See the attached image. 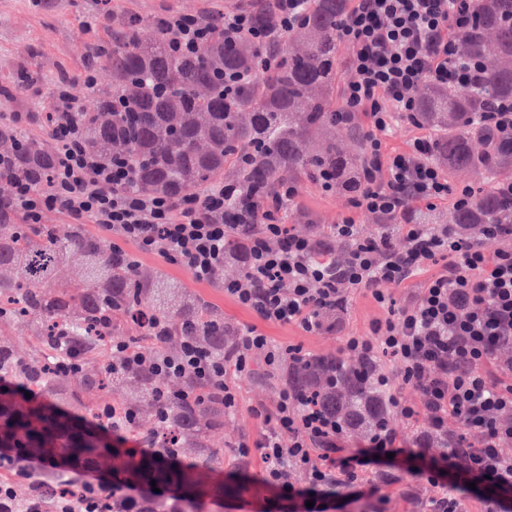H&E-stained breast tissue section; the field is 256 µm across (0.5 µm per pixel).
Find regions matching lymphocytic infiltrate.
Wrapping results in <instances>:
<instances>
[{
  "instance_id": "lymphocytic-infiltrate-1",
  "label": "lymphocytic infiltrate",
  "mask_w": 512,
  "mask_h": 512,
  "mask_svg": "<svg viewBox=\"0 0 512 512\" xmlns=\"http://www.w3.org/2000/svg\"><path fill=\"white\" fill-rule=\"evenodd\" d=\"M308 2L251 0L250 8L217 16L172 13L161 18L159 30L186 53L218 31L228 41L245 38L264 48L267 65L273 60L269 48L300 24ZM476 4L354 0L339 20L336 40L349 51L343 101L348 114L361 112L369 119L356 191L347 200V215L330 227L331 237L344 243L343 252L281 224L284 203L297 195L289 182L261 198L243 193L232 210L225 208L220 188L201 199L189 194L178 201L125 190L128 167L120 159L102 164L83 147L71 109L52 113L58 155L48 187L38 191L28 180L12 181L9 204L27 223H39L53 210L77 222L92 221L140 252L185 268L199 282L212 281L223 267L224 242L229 231H237L246 242L249 265L240 278L225 282L224 293L268 324L316 331L328 313L344 308L348 290H367L388 315L373 323L370 335L349 337L345 348L361 359L372 361L380 353L393 359L416 393L410 403L390 394L394 414L407 421L427 416L435 432L452 415L482 437L474 453L462 452L460 441L452 438L445 452L433 456L419 439H408L386 421L367 445L350 448L345 428L311 393L283 388L274 412L265 417L268 433L255 445L241 444L240 452L259 456L263 485L288 512H330L339 486L383 512L390 501L382 492L384 466L406 470L435 488L424 512H461L458 496L472 483L484 492L485 512H512V455L503 452L512 444V383L492 380L486 369L499 346L512 345V224L486 225L485 240L501 244L492 252L444 224H399V217L418 204L429 210L449 199L468 205L474 190L464 182L449 186L427 159L428 139H416L402 152L383 147L394 117L411 119L424 83L470 91L484 86L485 64L455 61L452 39L468 27ZM261 11L270 17L264 26L256 22ZM356 211L398 223L403 247H394L385 233L361 236L352 218ZM439 257L447 260L444 268L425 280L408 305L395 307L389 286L421 275ZM114 349L124 366L146 363L160 375L194 376L203 387L220 390L228 409L235 406L236 394L226 379L249 375L252 354H264L274 368L304 356L301 347L274 344L254 328L221 358L193 341L183 342L174 356H149L128 342ZM49 465L38 456L0 450V469L11 474L0 481V512H112V486L92 480L89 466L80 480L68 470L58 472L62 485L79 486L78 494L67 491L49 506L35 495L18 500L16 480H33L36 470ZM293 470L306 474L304 486L290 482Z\"/></svg>"
}]
</instances>
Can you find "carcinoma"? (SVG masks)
I'll use <instances>...</instances> for the list:
<instances>
[{
    "label": "carcinoma",
    "mask_w": 512,
    "mask_h": 512,
    "mask_svg": "<svg viewBox=\"0 0 512 512\" xmlns=\"http://www.w3.org/2000/svg\"><path fill=\"white\" fill-rule=\"evenodd\" d=\"M347 9L348 0H311L299 28L284 37L278 61L261 74V50L247 40L228 43L222 33L189 54L173 52L158 30L95 50L87 66L109 69L112 84L96 81L86 90L77 113L85 148L104 162L123 159L131 170L126 189L174 200L231 183L274 191L288 178L320 183L326 175L346 191L360 160L355 117L345 113L335 89L336 24ZM454 47L457 57L487 65L486 84L468 92L426 83L416 116L434 133L432 164L450 178L479 176L473 203L448 211V223L478 239L486 224L512 223V201L496 186L512 171V137L485 116L489 100L512 98V0H478L472 24L454 35ZM226 75L238 79L230 100ZM30 82L19 68L0 85V98L14 100ZM55 146L50 128L26 138L0 124V157L19 160L0 179L20 176L43 189ZM225 261L247 268L236 233L225 242ZM70 262L79 266L76 279L62 275ZM129 263L130 255L112 253L84 224L62 237L46 224L28 228L0 200V323L29 328L40 346V355L25 359L10 343L0 344V378L35 393L0 392V448L91 464L106 470L117 490L137 484L175 491L143 501L144 512H199L202 495L223 493L206 483L220 457L209 434L224 426L223 395L206 389L197 396L199 385L189 374L173 380L146 367L112 371L111 337L132 332L147 345L160 322L169 328L164 354L176 355L191 339L222 357L238 332L193 301L183 283ZM59 338L96 370L56 375ZM369 369L374 366L356 358L312 357L288 364L286 384L314 393L347 432L365 437L387 416L384 394L363 377ZM159 390L171 393L164 403ZM114 391L125 395L120 410L134 415L127 431L148 438L153 452L135 455L64 412L72 405L95 419L100 404L86 396Z\"/></svg>",
    "instance_id": "carcinoma-1"
}]
</instances>
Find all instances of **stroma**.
<instances>
[{"instance_id": "stroma-1", "label": "stroma", "mask_w": 512, "mask_h": 512, "mask_svg": "<svg viewBox=\"0 0 512 512\" xmlns=\"http://www.w3.org/2000/svg\"><path fill=\"white\" fill-rule=\"evenodd\" d=\"M243 0H0V83L6 82L20 67L32 71L37 83L20 92L17 99L0 103V122L15 112H46L52 106L51 91L59 76H66L76 100L85 96L84 75L90 50L99 44H118L132 19L159 21L164 15L179 12L208 15L242 4ZM298 204L329 228L346 213L341 194L325 191L320 185L303 183L298 187ZM136 256L139 266L162 270L169 278L190 285L197 300L223 312L224 320L239 330L257 327L276 343L299 345L309 355H340L350 336L369 334L374 320L387 311L364 292H350L341 322L333 328L307 333L292 325L260 322L251 311L237 305L224 294L223 284L239 278V270L225 266L222 278L199 283L184 268L166 263L155 254L140 253L136 245H123ZM252 372L231 379L237 391V405L225 411L224 426L210 434L214 447L223 456L212 479L224 487L222 497L205 496L202 512H238L240 501H265L269 512H282V506L261 482L262 463L258 456L243 459L238 455L241 442L261 439L268 426L255 413L256 407L273 408L282 387L279 372L271 371L262 355H254Z\"/></svg>"}]
</instances>
